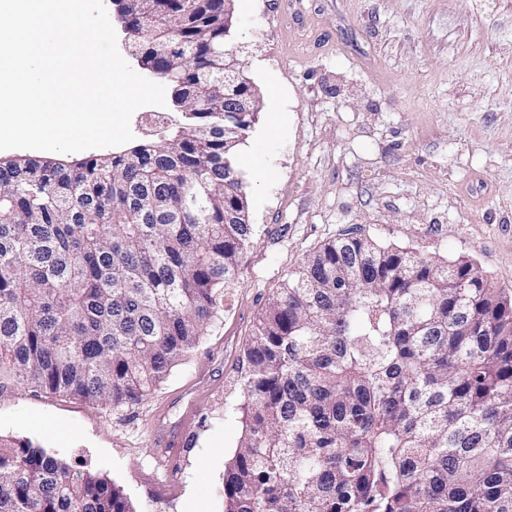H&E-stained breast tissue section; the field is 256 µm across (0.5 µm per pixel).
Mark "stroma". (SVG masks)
<instances>
[{"instance_id":"stroma-1","label":"stroma","mask_w":512,"mask_h":512,"mask_svg":"<svg viewBox=\"0 0 512 512\" xmlns=\"http://www.w3.org/2000/svg\"><path fill=\"white\" fill-rule=\"evenodd\" d=\"M229 49L260 98L238 165L255 226L203 344L116 411L25 388L0 435L92 467L135 512H224L240 358L288 272L354 231L473 259L512 293V0H234ZM189 428L160 461L157 428Z\"/></svg>"}]
</instances>
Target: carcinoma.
Listing matches in <instances>:
<instances>
[{
	"mask_svg": "<svg viewBox=\"0 0 512 512\" xmlns=\"http://www.w3.org/2000/svg\"><path fill=\"white\" fill-rule=\"evenodd\" d=\"M123 17L181 120L120 152L0 159V395L144 401L252 243L236 156L259 108L226 48L231 0ZM244 362L225 512H512V295L471 258L345 233L288 273ZM0 512L134 509L100 473L0 437Z\"/></svg>",
	"mask_w": 512,
	"mask_h": 512,
	"instance_id": "cac0c4a2",
	"label": "carcinoma"
}]
</instances>
